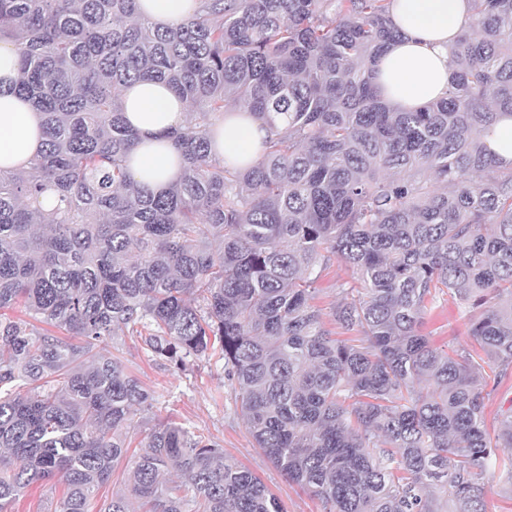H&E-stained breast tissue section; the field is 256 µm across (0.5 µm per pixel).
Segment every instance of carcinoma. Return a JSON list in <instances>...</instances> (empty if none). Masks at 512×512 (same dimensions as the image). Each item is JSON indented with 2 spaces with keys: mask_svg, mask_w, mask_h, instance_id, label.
<instances>
[{
  "mask_svg": "<svg viewBox=\"0 0 512 512\" xmlns=\"http://www.w3.org/2000/svg\"><path fill=\"white\" fill-rule=\"evenodd\" d=\"M199 2L159 27L138 0H0L45 137L0 170V512L38 481L90 512L145 412L100 512H284L153 411L115 336L177 366L219 349L256 447L324 512H487L488 477L512 495V409L490 430L483 395L512 373V167L486 143L512 115V0H469L448 94L408 112L374 82L392 0ZM145 78L200 105L156 192L128 172L120 104ZM229 104L269 127L252 166L209 150ZM335 260L333 331L314 300ZM441 294L464 305L460 352L423 331ZM126 464L127 462L119 466L112 480L96 492L92 501V506H94L93 510H98L105 502L110 501L112 490L115 491L124 488V484L127 483L129 476V467H126Z\"/></svg>",
  "mask_w": 512,
  "mask_h": 512,
  "instance_id": "1",
  "label": "carcinoma"
}]
</instances>
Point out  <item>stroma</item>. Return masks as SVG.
Instances as JSON below:
<instances>
[{
  "mask_svg": "<svg viewBox=\"0 0 512 512\" xmlns=\"http://www.w3.org/2000/svg\"><path fill=\"white\" fill-rule=\"evenodd\" d=\"M426 329L439 346L467 347L472 343L459 301L447 295L438 301ZM112 352L152 391L156 408L209 435L223 448L227 459L260 477L285 512H321L316 497L288 483L255 447L246 424L235 412L220 353L188 361L181 369L159 360L140 339L131 336L114 337Z\"/></svg>",
  "mask_w": 512,
  "mask_h": 512,
  "instance_id": "35a3bbf8",
  "label": "stroma"
}]
</instances>
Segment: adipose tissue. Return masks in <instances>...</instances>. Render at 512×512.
Returning <instances> with one entry per match:
<instances>
[{
    "instance_id": "ef3b65f1",
    "label": "adipose tissue",
    "mask_w": 512,
    "mask_h": 512,
    "mask_svg": "<svg viewBox=\"0 0 512 512\" xmlns=\"http://www.w3.org/2000/svg\"><path fill=\"white\" fill-rule=\"evenodd\" d=\"M392 18L401 37L378 58L375 82L387 104L410 110L445 96L457 68L453 45L469 21L468 0H394ZM18 63L8 37H0V169L26 166L43 147L40 112L15 90ZM127 122L139 140L127 166L135 181L157 191L175 181L181 156L167 134L183 124L188 105L168 85L140 80L122 92ZM268 127L250 115L220 120L212 128L213 155L253 163Z\"/></svg>"
}]
</instances>
